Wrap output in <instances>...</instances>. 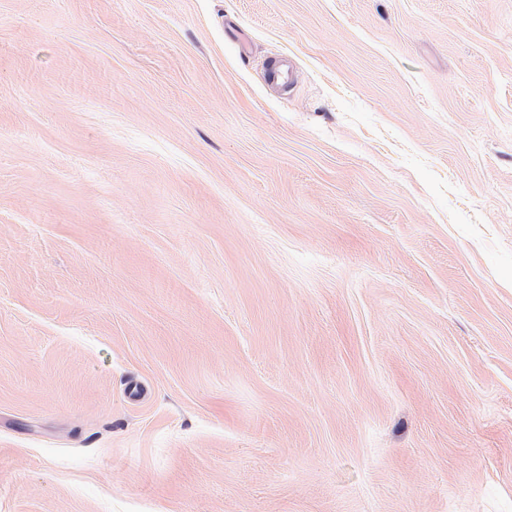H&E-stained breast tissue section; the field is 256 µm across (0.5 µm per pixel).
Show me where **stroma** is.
Segmentation results:
<instances>
[{
	"mask_svg": "<svg viewBox=\"0 0 512 512\" xmlns=\"http://www.w3.org/2000/svg\"><path fill=\"white\" fill-rule=\"evenodd\" d=\"M0 512H512V0H0ZM293 73L291 62L284 58H275L267 64L265 78L270 85L287 87L292 84Z\"/></svg>",
	"mask_w": 512,
	"mask_h": 512,
	"instance_id": "stroma-1",
	"label": "stroma"
}]
</instances>
